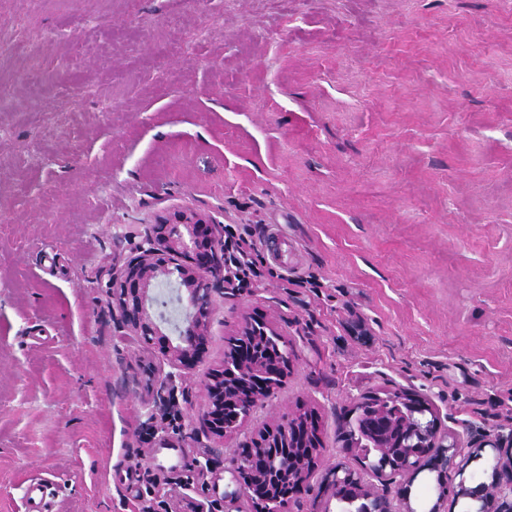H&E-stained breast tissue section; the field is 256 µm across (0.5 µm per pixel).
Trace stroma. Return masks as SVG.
I'll return each instance as SVG.
<instances>
[{
	"instance_id": "obj_1",
	"label": "stroma",
	"mask_w": 512,
	"mask_h": 512,
	"mask_svg": "<svg viewBox=\"0 0 512 512\" xmlns=\"http://www.w3.org/2000/svg\"><path fill=\"white\" fill-rule=\"evenodd\" d=\"M0 512H174L230 448L200 384L242 314L293 346L274 408L399 386L453 432L512 419V0H0ZM257 245L179 419L135 456L160 359L97 288L157 215Z\"/></svg>"
}]
</instances>
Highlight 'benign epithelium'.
<instances>
[{
  "instance_id": "1",
  "label": "benign epithelium",
  "mask_w": 512,
  "mask_h": 512,
  "mask_svg": "<svg viewBox=\"0 0 512 512\" xmlns=\"http://www.w3.org/2000/svg\"><path fill=\"white\" fill-rule=\"evenodd\" d=\"M163 281L177 283V301L185 303V320L183 326H174V336L161 328V324L171 323L165 312H159L157 322L147 312L151 300L166 307L163 300L151 296ZM234 285L224 256V225L191 208L159 216L134 243L126 263L112 268L107 281H97V288L112 306L118 332L158 349L169 368L152 388L154 403L164 408L177 405V393L185 391L193 362L209 336L215 295L234 289ZM277 318L274 311L267 319L242 315L231 341L233 349L203 383L202 419L223 443L241 434L255 408L275 397L288 374V341ZM404 395L402 389L394 388L350 397V418L374 419L371 434L379 459L370 472L377 483L347 466L335 465L322 472V493L342 503L353 497L366 500L374 512H416L407 496L392 493L391 484L408 483L429 471L437 473L438 497L428 512H446L444 503L450 499L479 503L478 508L465 512H512V423L463 441L442 426L438 409L426 399L419 400L415 413L404 421H393L387 398L400 401ZM144 426L159 436L160 447H173L172 417L151 412ZM259 434L270 440L274 449L286 448L288 453L263 450L257 456L234 449L228 468L230 482L224 488L226 505L251 498L259 487L268 490L282 478L288 479L292 493L300 497L307 494L309 479L321 467L314 406L276 410L251 428L250 439ZM487 447L495 452L491 480L470 488L466 486L467 468Z\"/></svg>"
}]
</instances>
